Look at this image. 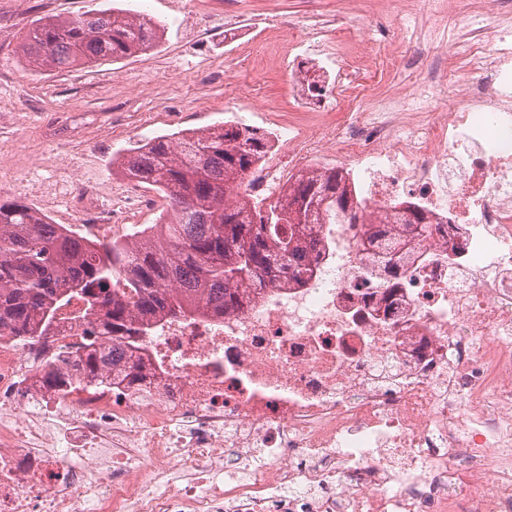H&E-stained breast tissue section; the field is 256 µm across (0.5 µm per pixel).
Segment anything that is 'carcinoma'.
<instances>
[{"label": "carcinoma", "mask_w": 512, "mask_h": 512, "mask_svg": "<svg viewBox=\"0 0 512 512\" xmlns=\"http://www.w3.org/2000/svg\"><path fill=\"white\" fill-rule=\"evenodd\" d=\"M158 30L140 14L95 9L39 20L22 51L38 72L68 71L147 51ZM265 149L231 123L136 142L113 166L164 194L159 238L143 230L128 244H89L25 204L0 201V328L38 336L53 326L57 304L77 295L104 315L98 338L111 344V361H129L151 330L144 318L179 319L199 300L221 317L236 309L243 283L260 286L273 269L303 273L317 243L300 225L356 222L359 203L336 173L298 176L265 210L225 200Z\"/></svg>", "instance_id": "1"}]
</instances>
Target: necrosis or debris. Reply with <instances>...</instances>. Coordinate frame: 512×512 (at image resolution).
<instances>
[{"instance_id": "4bbe7bcc", "label": "necrosis or debris", "mask_w": 512, "mask_h": 512, "mask_svg": "<svg viewBox=\"0 0 512 512\" xmlns=\"http://www.w3.org/2000/svg\"><path fill=\"white\" fill-rule=\"evenodd\" d=\"M469 32L457 79L354 106L391 60L337 18L288 41L300 119L246 75L268 151L233 196L275 201L336 171L367 215L236 312L154 324L130 364L69 372L96 329L78 296L47 335L0 330V512H512V15ZM442 97L435 111L421 103ZM420 209L432 232L398 217ZM392 233L374 238V225Z\"/></svg>"}]
</instances>
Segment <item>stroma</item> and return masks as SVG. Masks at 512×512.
<instances>
[{
    "mask_svg": "<svg viewBox=\"0 0 512 512\" xmlns=\"http://www.w3.org/2000/svg\"><path fill=\"white\" fill-rule=\"evenodd\" d=\"M108 8L164 24L158 44L117 62L32 70L22 45L37 20ZM226 9L245 25L269 12L290 29L344 14L360 34L352 51L372 63L395 62L375 86L382 97L450 66L448 50L464 27L449 15L448 0H0V151L14 159L0 168V200L29 205L55 224L78 223V202L111 210V199L95 196L87 174L122 183L112 161L135 142L217 125L229 112L251 114L249 100L224 99V80L235 75L243 49L252 56V76L266 91L268 111L290 114L288 73L276 69L275 47L257 32L243 49L226 40ZM143 112L162 118L143 128ZM28 154L38 155L40 165L24 167Z\"/></svg>",
    "mask_w": 512,
    "mask_h": 512,
    "instance_id": "35a3bbf8",
    "label": "stroma"
}]
</instances>
